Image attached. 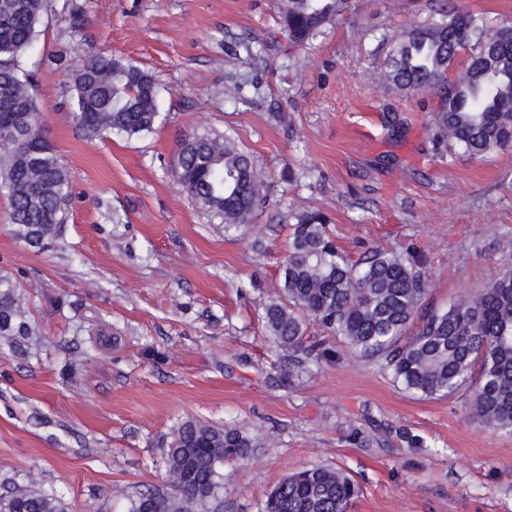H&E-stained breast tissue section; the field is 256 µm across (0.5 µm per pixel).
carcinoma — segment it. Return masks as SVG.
Wrapping results in <instances>:
<instances>
[{
	"instance_id": "1",
	"label": "carcinoma",
	"mask_w": 512,
	"mask_h": 512,
	"mask_svg": "<svg viewBox=\"0 0 512 512\" xmlns=\"http://www.w3.org/2000/svg\"><path fill=\"white\" fill-rule=\"evenodd\" d=\"M45 0H0V88L13 107L0 108V188L8 191L9 222L32 247L53 238L62 223L70 176L38 125L40 104L22 66ZM350 0H278V14L295 46H304L346 12ZM467 66L455 79L449 67L460 52ZM382 78L397 91L440 88L434 116L438 144L450 154L477 157L512 147V29H495L481 13L438 3L424 23L395 42ZM72 120L88 134L113 130L129 138L152 132L157 87L151 74L99 53L71 77ZM180 182L194 199L224 216L226 226L253 221L260 201L252 157L230 134L183 139L177 152ZM276 297L265 323L288 355L284 374L307 372L329 356L304 344L306 320L324 327L356 357L375 359L405 390L425 397L470 390L472 417L512 432V268L445 310L425 304L427 284L416 263L374 248L353 261L332 239L321 211L295 217ZM419 327L407 335L414 321ZM31 335L18 285L0 275V339ZM254 439L238 427L182 422L166 451L163 489L139 493L129 512H206L221 489L226 459H244ZM359 487L344 470L316 466L295 473L267 496L265 512H347ZM0 512H64L53 495L17 491L0 496Z\"/></svg>"
}]
</instances>
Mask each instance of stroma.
Here are the masks:
<instances>
[{
    "label": "stroma",
    "instance_id": "stroma-1",
    "mask_svg": "<svg viewBox=\"0 0 512 512\" xmlns=\"http://www.w3.org/2000/svg\"><path fill=\"white\" fill-rule=\"evenodd\" d=\"M433 0H356L304 47L276 0H46L23 57L44 134L70 174L57 236L31 247L0 191V273L33 335L0 340V494L57 496L66 512H128L163 487L174 429L198 419L254 437L225 463L212 512H262L286 476L339 467L360 485L349 512H512V434L484 428L460 391L408 392L374 360L337 348L279 380L264 307L294 215L327 213L338 247L415 258L442 310L512 267V149L442 154L437 90L377 74ZM268 39L261 57L246 47ZM105 51L153 75L151 133L86 136L69 78ZM241 94L225 100V82ZM233 132L263 175L251 224L183 189L184 136Z\"/></svg>",
    "mask_w": 512,
    "mask_h": 512
}]
</instances>
